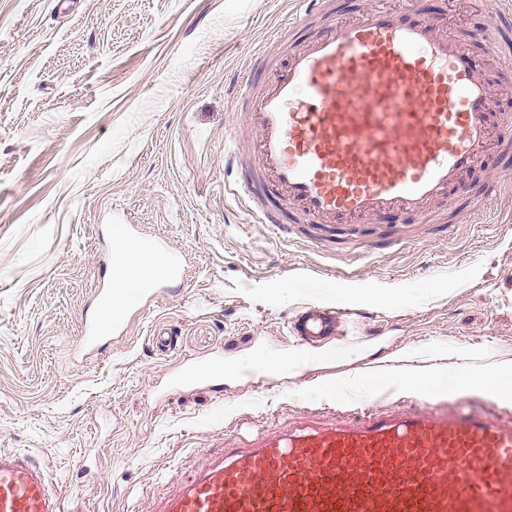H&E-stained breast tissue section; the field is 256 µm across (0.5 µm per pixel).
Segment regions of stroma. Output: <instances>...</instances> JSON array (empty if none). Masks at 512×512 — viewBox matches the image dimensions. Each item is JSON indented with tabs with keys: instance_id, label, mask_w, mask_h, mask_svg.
Masks as SVG:
<instances>
[{
	"instance_id": "35a3bbf8",
	"label": "stroma",
	"mask_w": 512,
	"mask_h": 512,
	"mask_svg": "<svg viewBox=\"0 0 512 512\" xmlns=\"http://www.w3.org/2000/svg\"><path fill=\"white\" fill-rule=\"evenodd\" d=\"M485 59L512 112V22L499 0H425ZM298 0H0V449L46 467L83 512H155L241 425L329 423L307 388L365 375L353 403L430 404L391 375L512 368V191L472 204L470 185L512 168L490 155L431 223L370 219L327 233L301 221L290 241L224 192V138L255 47ZM134 224L188 263L151 306L127 304L124 330L80 358L85 314L107 283L108 228ZM401 239L386 250L385 234ZM397 293L395 303L377 293ZM352 312V335L271 375L268 357L305 350L287 328L300 307ZM169 325L174 352L152 346ZM224 377L171 389L186 366Z\"/></svg>"
}]
</instances>
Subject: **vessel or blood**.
<instances>
[{
  "mask_svg": "<svg viewBox=\"0 0 512 512\" xmlns=\"http://www.w3.org/2000/svg\"><path fill=\"white\" fill-rule=\"evenodd\" d=\"M331 15L284 65L265 50L236 94L240 131L224 155L243 175L224 191L242 200L255 223L285 227L279 216L318 224H359L386 213L428 220L491 149L512 148V114L483 59L450 27L426 15L421 0L403 9L365 6L344 18L335 0H314ZM512 180L497 171L474 197ZM114 239L135 237L154 260L139 280L156 298L186 272L165 242L116 224ZM112 279L97 289L80 352L95 354L116 325L126 291L120 254ZM351 320L346 311L307 306L290 320L294 336L320 346ZM220 363L183 372L179 388L223 375ZM0 512H65L34 458L0 451ZM156 512H512V418L442 407L395 404L350 410L327 425L302 420L280 430L242 432L219 456L182 481Z\"/></svg>",
  "mask_w": 512,
  "mask_h": 512,
  "instance_id": "vessel-or-blood-1",
  "label": "vessel or blood"
}]
</instances>
